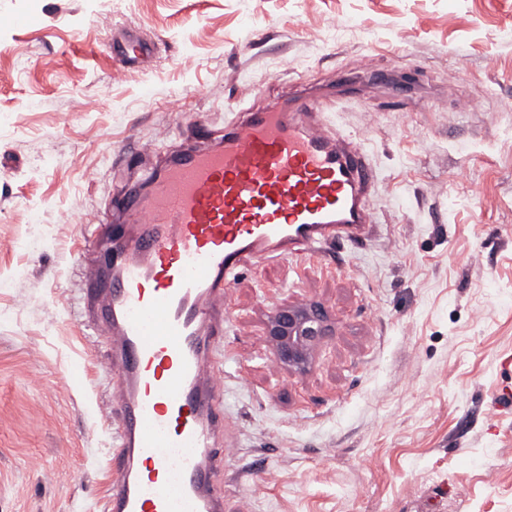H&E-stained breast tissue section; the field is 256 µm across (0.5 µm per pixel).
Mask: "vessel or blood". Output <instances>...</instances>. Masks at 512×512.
Returning a JSON list of instances; mask_svg holds the SVG:
<instances>
[{"label": "vessel or blood", "instance_id": "1", "mask_svg": "<svg viewBox=\"0 0 512 512\" xmlns=\"http://www.w3.org/2000/svg\"><path fill=\"white\" fill-rule=\"evenodd\" d=\"M369 161L325 126L316 100L242 113L111 202L80 255L92 333L109 338L115 479L104 512H224L219 396L224 292L243 257L362 239Z\"/></svg>", "mask_w": 512, "mask_h": 512}]
</instances>
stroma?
I'll list each match as a JSON object with an SVG mask.
<instances>
[{
    "mask_svg": "<svg viewBox=\"0 0 512 512\" xmlns=\"http://www.w3.org/2000/svg\"><path fill=\"white\" fill-rule=\"evenodd\" d=\"M301 96L365 150L374 228L229 288L226 512H512V0H0V512H104L77 249L123 149ZM286 301L336 323L303 374L263 336Z\"/></svg>",
    "mask_w": 512,
    "mask_h": 512,
    "instance_id": "1",
    "label": "stroma"
}]
</instances>
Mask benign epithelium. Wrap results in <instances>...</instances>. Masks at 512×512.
I'll use <instances>...</instances> for the list:
<instances>
[{
	"instance_id": "benign-epithelium-1",
	"label": "benign epithelium",
	"mask_w": 512,
	"mask_h": 512,
	"mask_svg": "<svg viewBox=\"0 0 512 512\" xmlns=\"http://www.w3.org/2000/svg\"><path fill=\"white\" fill-rule=\"evenodd\" d=\"M263 333L278 364L301 373L310 366L316 349L335 333V325L319 303L285 302L266 315Z\"/></svg>"
}]
</instances>
